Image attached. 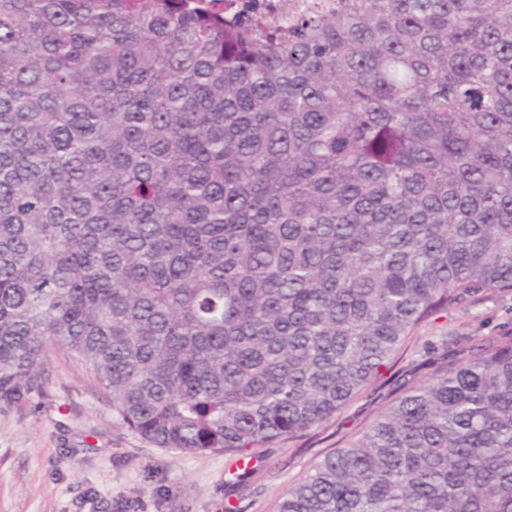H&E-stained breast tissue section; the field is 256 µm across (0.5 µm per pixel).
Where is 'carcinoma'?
I'll use <instances>...</instances> for the list:
<instances>
[{
  "label": "carcinoma",
  "mask_w": 512,
  "mask_h": 512,
  "mask_svg": "<svg viewBox=\"0 0 512 512\" xmlns=\"http://www.w3.org/2000/svg\"><path fill=\"white\" fill-rule=\"evenodd\" d=\"M0 0V400L80 363L256 458L512 291V0ZM274 512H512V335L408 381Z\"/></svg>",
  "instance_id": "1"
}]
</instances>
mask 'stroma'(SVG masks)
Returning a JSON list of instances; mask_svg holds the SVG:
<instances>
[{
    "instance_id": "obj_1",
    "label": "stroma",
    "mask_w": 512,
    "mask_h": 512,
    "mask_svg": "<svg viewBox=\"0 0 512 512\" xmlns=\"http://www.w3.org/2000/svg\"><path fill=\"white\" fill-rule=\"evenodd\" d=\"M512 334V292L479 295L419 326L398 362L381 369L306 444L262 449L246 487L228 456L163 450L131 432L82 367L52 358L42 394L0 401V512H273L312 462L363 432L396 381L428 378L457 344Z\"/></svg>"
}]
</instances>
